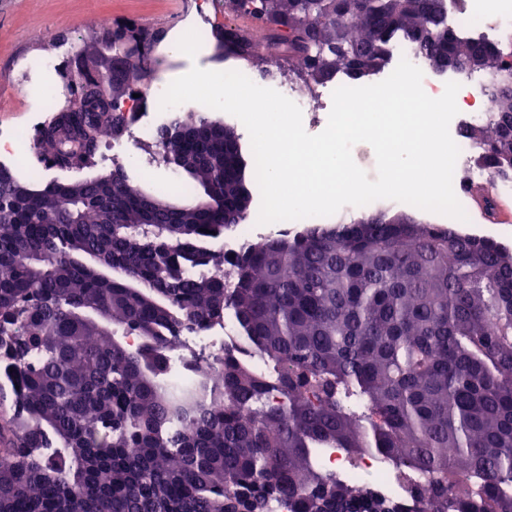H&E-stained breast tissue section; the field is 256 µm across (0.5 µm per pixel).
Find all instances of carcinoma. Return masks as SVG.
Instances as JSON below:
<instances>
[{
  "mask_svg": "<svg viewBox=\"0 0 512 512\" xmlns=\"http://www.w3.org/2000/svg\"><path fill=\"white\" fill-rule=\"evenodd\" d=\"M225 4L314 82L376 71L400 40L440 73L491 67L494 116L464 134L490 180L512 175V54L458 35L442 0ZM213 38L255 56L235 28ZM152 52L77 72L72 100L35 130L29 179L0 166V377L18 406L0 512H267L272 500L287 512H512L511 250L378 212L245 245L231 287L191 277L224 262L207 244L248 210L203 114L168 122L195 126L193 204L143 192L120 167L35 186L39 168L81 167L114 136ZM227 310L242 349L196 357L198 378L175 383L171 344ZM319 448L374 452L426 484L409 505L379 498L322 471Z\"/></svg>",
  "mask_w": 512,
  "mask_h": 512,
  "instance_id": "obj_1",
  "label": "carcinoma"
}]
</instances>
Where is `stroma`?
<instances>
[{"label": "stroma", "instance_id": "1", "mask_svg": "<svg viewBox=\"0 0 512 512\" xmlns=\"http://www.w3.org/2000/svg\"><path fill=\"white\" fill-rule=\"evenodd\" d=\"M197 0H0V130L26 131L43 122L51 108L47 96L62 88L55 72L39 70L49 48L64 55L81 49L98 16H111L122 25L135 22L160 28L166 33L153 56L157 61L154 79L166 82L176 79L192 67L212 71L237 70L260 77L268 70H277L288 83L310 93L297 71L275 68L273 62H251L219 53L214 41L196 42V26H241L249 19L230 11L224 0H207L204 9H197ZM54 32V46L43 40L45 32ZM123 143L136 152V166L125 167L130 182L143 191L178 181L173 168L150 163L140 142L123 136Z\"/></svg>", "mask_w": 512, "mask_h": 512}]
</instances>
